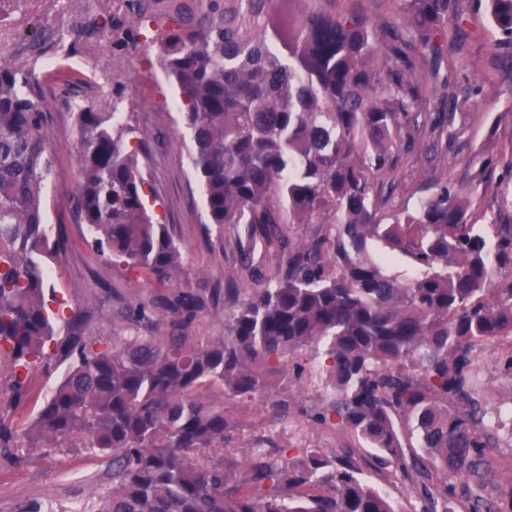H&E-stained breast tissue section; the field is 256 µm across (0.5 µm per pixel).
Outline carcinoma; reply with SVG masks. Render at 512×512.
<instances>
[{"instance_id":"carcinoma-1","label":"carcinoma","mask_w":512,"mask_h":512,"mask_svg":"<svg viewBox=\"0 0 512 512\" xmlns=\"http://www.w3.org/2000/svg\"><path fill=\"white\" fill-rule=\"evenodd\" d=\"M512 44V0H485ZM467 0H112L81 19L71 54L107 33L113 56L153 50L178 90L189 160L207 221L232 248L224 335H192L206 300L176 291L130 310L137 336L112 343L62 322L49 305L51 241L43 189L54 161L48 106L30 65L0 50V359L10 406L52 356L65 371L16 440L0 413V452L30 463L37 448L79 442L112 462L89 512H396L363 477L371 465L409 486L414 512H504L494 496L507 445L488 407L479 351L512 339V224L494 225L497 253L469 223L473 201L435 180L410 210L393 205L407 156L456 139L448 84L429 86L443 43L465 32ZM81 180L70 197L98 254L160 285L182 246L149 211L158 156L133 113L77 104ZM306 225L294 237L291 225ZM407 257L401 279L368 244ZM162 335H155V331ZM325 343L319 370L333 396L313 420L361 444L296 460L240 455L224 441L243 405L300 377L302 351ZM417 438L425 456L410 451ZM370 448L374 453L360 452Z\"/></svg>"}]
</instances>
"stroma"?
I'll list each match as a JSON object with an SVG mask.
<instances>
[{
	"instance_id": "1",
	"label": "stroma",
	"mask_w": 512,
	"mask_h": 512,
	"mask_svg": "<svg viewBox=\"0 0 512 512\" xmlns=\"http://www.w3.org/2000/svg\"><path fill=\"white\" fill-rule=\"evenodd\" d=\"M468 5L470 40L463 50H445L439 64L440 77L447 79L449 93L458 100L455 126L459 131L454 146L457 157L442 175L462 194L472 196L477 223L512 224V169L506 165L512 159V45L500 43L482 0H469ZM96 9L97 0H19L0 22V49L20 63H35L49 102L48 148L54 172L44 188L46 219L53 234L67 241L59 260L49 265L54 298L66 314H84L91 334L109 338L130 335L125 308L150 299L161 288L135 283L124 264L94 253L86 242V226L73 215L68 194L79 178V140L74 114L67 108L73 93L64 75L86 79L84 104L108 112L114 99H121L144 134L163 135L165 163L158 173L162 198L152 210L170 224L182 246L177 287L209 294L229 288L230 283L224 278L225 261L216 245L217 228L206 221L205 202L189 163V132L160 68L149 67L140 53L114 61L112 44L102 34L83 40L78 52L68 57L51 51L36 53L44 40L71 41L81 16ZM487 76L494 80V87L481 95L471 94L469 81ZM480 167L487 174L483 185L469 176ZM504 351L502 342H492L482 350L478 363L490 403L500 407L501 421L512 427V378L504 373ZM328 394L323 376L303 374L288 387L293 406L281 420H270L264 403L246 408L233 447L259 454L288 447L302 457L313 450L330 454L353 443L350 433L335 432L312 420L315 406ZM108 480V464L81 448L68 452L53 448L30 465L0 462V512H33L37 507L44 512H79Z\"/></svg>"
}]
</instances>
